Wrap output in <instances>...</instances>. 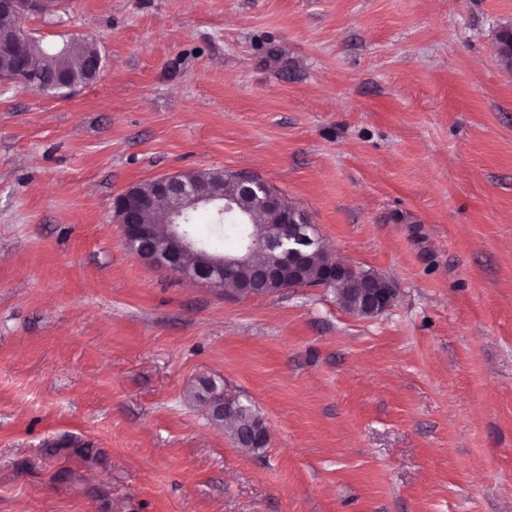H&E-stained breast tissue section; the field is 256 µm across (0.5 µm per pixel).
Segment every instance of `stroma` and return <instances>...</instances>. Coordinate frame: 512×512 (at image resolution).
Returning <instances> with one entry per match:
<instances>
[{
	"label": "stroma",
	"mask_w": 512,
	"mask_h": 512,
	"mask_svg": "<svg viewBox=\"0 0 512 512\" xmlns=\"http://www.w3.org/2000/svg\"><path fill=\"white\" fill-rule=\"evenodd\" d=\"M512 0H60L64 97L0 80V512H512ZM246 170L391 280L232 293L149 266L128 188ZM214 380L247 453L187 397ZM32 68L29 73H23L16 82L24 89L28 87V81L34 76H43L54 71H61L52 79H45L44 88H64L72 90L75 87L68 85L67 76L76 86L86 84L88 77L89 60L98 57L99 50L93 39L82 38L73 44H67L61 49L53 52L39 50L33 52ZM64 72V73H62ZM31 90V89H30ZM240 400V399H239ZM240 402L247 406L242 413L238 414V404H234L233 400L225 397H213L208 401V410L210 412L212 421L217 424H223L224 421L236 416V420L240 425L254 423L258 424V419L255 410L251 405ZM260 430H247L241 429V426L235 429L233 440L239 448H252L251 451H256L261 448H266L270 442V432L263 420L260 418ZM251 452L250 450H247Z\"/></svg>",
	"instance_id": "1"
}]
</instances>
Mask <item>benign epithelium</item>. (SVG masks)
Returning a JSON list of instances; mask_svg holds the SVG:
<instances>
[{"instance_id": "1", "label": "benign epithelium", "mask_w": 512, "mask_h": 512, "mask_svg": "<svg viewBox=\"0 0 512 512\" xmlns=\"http://www.w3.org/2000/svg\"><path fill=\"white\" fill-rule=\"evenodd\" d=\"M53 8V0H0V11L15 12L20 22L31 16L42 15ZM497 56H512V27L501 30L494 45ZM238 179L243 196H263L262 209L277 215V222L270 225L268 243L286 245L285 255L289 257L288 273L282 274L278 266L254 263L260 245L253 240L243 242L233 256L217 255L210 245L197 238L184 217L190 211L206 205L215 209L218 222L224 217L234 216L240 224L254 223L257 208H245L240 200L228 197H210L196 193L191 186L181 183L176 175H165L152 181V189L146 195L131 194L126 190L114 201V213L123 229L124 240L137 258H142L138 246L146 239L155 242V249L148 264L178 274L183 279L224 289L225 269L245 264L253 267L250 278L239 281L235 291L244 297L264 296L262 284L280 281L289 288L309 285V250L320 245L315 225L299 207L288 203L264 180L250 174L240 173ZM165 204V216L158 224H142L133 215L143 210H154L158 203ZM357 284L350 289L354 303L348 312L369 318L378 315L393 305L397 290L391 282L381 276L360 270L352 264L326 259L318 286L334 288ZM212 421L220 425L238 414V405L225 397H213L208 401ZM234 443L239 448H265L270 442V432L265 424L258 430L236 428Z\"/></svg>"}]
</instances>
